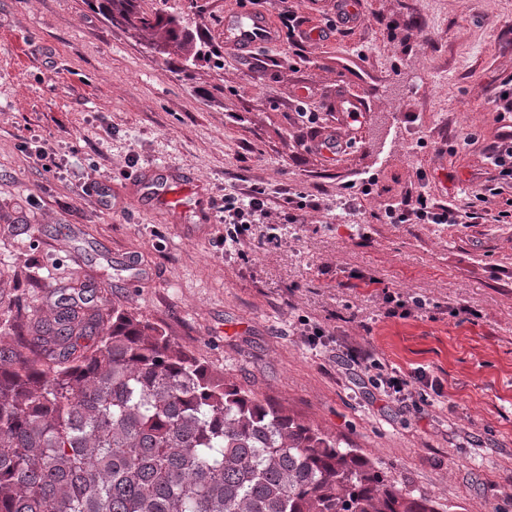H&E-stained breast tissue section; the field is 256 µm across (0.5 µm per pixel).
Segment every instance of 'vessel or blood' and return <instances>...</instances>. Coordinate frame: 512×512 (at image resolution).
<instances>
[{"label":"vessel or blood","mask_w":512,"mask_h":512,"mask_svg":"<svg viewBox=\"0 0 512 512\" xmlns=\"http://www.w3.org/2000/svg\"><path fill=\"white\" fill-rule=\"evenodd\" d=\"M315 4L328 8L341 26L353 24L358 18L357 0H315ZM222 36L225 49L236 54H250L279 40L267 14L255 10L225 15ZM131 191L134 197L149 198L154 207L171 209L179 224L205 219L212 212L210 200L199 192L191 178L176 176L161 166L140 172Z\"/></svg>","instance_id":"1"}]
</instances>
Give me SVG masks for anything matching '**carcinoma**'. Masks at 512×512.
Masks as SVG:
<instances>
[{
  "instance_id": "obj_1",
  "label": "carcinoma",
  "mask_w": 512,
  "mask_h": 512,
  "mask_svg": "<svg viewBox=\"0 0 512 512\" xmlns=\"http://www.w3.org/2000/svg\"><path fill=\"white\" fill-rule=\"evenodd\" d=\"M160 54L186 18L108 12ZM0 318V512H447L86 288Z\"/></svg>"
}]
</instances>
